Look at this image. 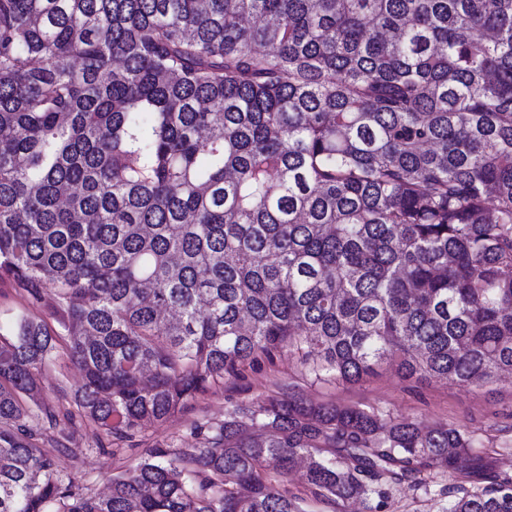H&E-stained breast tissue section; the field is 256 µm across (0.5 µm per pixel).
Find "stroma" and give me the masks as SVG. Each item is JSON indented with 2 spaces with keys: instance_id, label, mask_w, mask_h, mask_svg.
Returning a JSON list of instances; mask_svg holds the SVG:
<instances>
[{
  "instance_id": "obj_1",
  "label": "stroma",
  "mask_w": 512,
  "mask_h": 512,
  "mask_svg": "<svg viewBox=\"0 0 512 512\" xmlns=\"http://www.w3.org/2000/svg\"><path fill=\"white\" fill-rule=\"evenodd\" d=\"M22 315L53 322L52 295L35 302L9 281L0 280V323ZM40 379L45 402L60 412L69 409L80 383V372L69 359L57 355ZM272 399L357 406L425 429L453 426L473 437L478 449L490 456L495 471L512 474V374L490 384L461 387L418 375L408 378L386 367L348 383L333 376L316 378L297 354L285 348L273 358H258L239 375L225 377L197 395L183 412L146 425L132 437H100L88 422L75 421L64 441L61 462L76 472L84 492L100 494L108 486L107 475L128 468L149 449L181 448L188 443L202 447L193 424L220 423L225 412L236 406L255 409ZM456 483V473L445 472L423 475L413 486L389 487L378 499L376 512H446L447 491Z\"/></svg>"
}]
</instances>
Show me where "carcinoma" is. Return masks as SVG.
I'll use <instances>...</instances> for the list:
<instances>
[{"label":"carcinoma","mask_w":512,"mask_h":512,"mask_svg":"<svg viewBox=\"0 0 512 512\" xmlns=\"http://www.w3.org/2000/svg\"><path fill=\"white\" fill-rule=\"evenodd\" d=\"M0 512H305L469 467L456 427L271 401L80 491L42 448L57 343L76 418L129 436L288 347L317 377L512 372V0H0ZM22 315L37 321L44 320L49 326H57L52 295L47 294L40 302H34L8 280H0V323L5 324ZM59 354L42 371L43 399L57 412L72 409L70 403L80 383L79 370L59 350ZM60 413V415H61ZM288 492L305 499L308 512H367L360 501L336 502V506L328 505L315 499L303 483L300 473L288 479Z\"/></svg>","instance_id":"obj_1"}]
</instances>
